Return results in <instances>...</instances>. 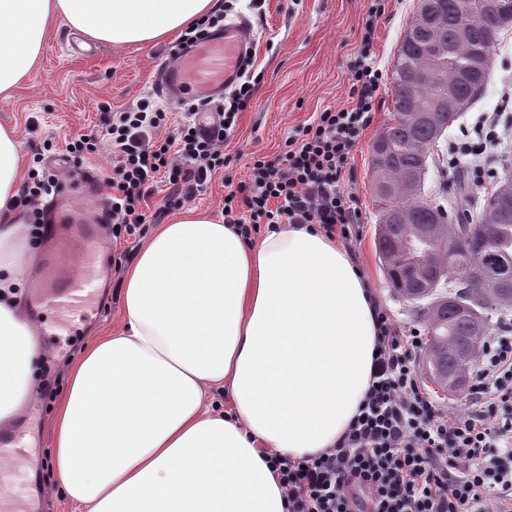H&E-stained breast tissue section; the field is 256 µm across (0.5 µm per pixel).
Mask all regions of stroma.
Listing matches in <instances>:
<instances>
[{"instance_id":"stroma-1","label":"stroma","mask_w":512,"mask_h":512,"mask_svg":"<svg viewBox=\"0 0 512 512\" xmlns=\"http://www.w3.org/2000/svg\"><path fill=\"white\" fill-rule=\"evenodd\" d=\"M383 14H376V6ZM418 0H219L215 16L234 21L249 18L254 26V46L248 69L258 82L247 108L239 112L236 128L224 146L233 156L229 167L220 168L205 192L191 200V207L221 215L224 181L247 179L251 156L275 157L288 136L298 134L314 113L342 106L350 100L352 72L358 61L361 35L374 23V58L384 78L377 94L373 121L364 131L344 169L343 184L358 203L362 236L355 245L356 263L377 298L392 313L401 329L422 328L415 304L398 296L388 284L375 250L380 210L370 184V145L391 116L392 83L389 78L394 56ZM181 48L180 38L152 47H116L94 42L58 23L46 42L36 72L14 97L0 103V125L13 131L21 150L23 170L51 174V160L66 157L72 173L68 190L81 191L82 176L112 173V151L101 143L96 154L67 156L71 139L101 132L106 111H121L154 93L158 70L172 65ZM485 103L468 108L441 137L432 150L424 191L442 204L456 193L458 173L448 169V147L473 128L485 112ZM121 274L113 272L101 290L100 318L80 326L78 318L55 317L50 335L44 336L47 363L56 376L47 397L25 405L10 424L14 433L35 437L39 443L28 463L18 471H31L34 493L47 512H71L68 503L49 490L50 408L66 385V368L87 338L116 328L122 316Z\"/></svg>"}]
</instances>
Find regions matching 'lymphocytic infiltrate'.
Returning <instances> with one entry per match:
<instances>
[{"instance_id":"f902f5d3","label":"lymphocytic infiltrate","mask_w":512,"mask_h":512,"mask_svg":"<svg viewBox=\"0 0 512 512\" xmlns=\"http://www.w3.org/2000/svg\"><path fill=\"white\" fill-rule=\"evenodd\" d=\"M373 28H366L352 74L351 103L324 109L300 136L288 137L275 158L251 157L246 180H226L222 213L245 241L279 224H312L344 246L359 241L357 202L343 169L373 120L382 73L373 58ZM253 92L235 87L220 130L202 135L196 122L173 134L160 130L166 114L151 97L105 121L112 148L113 237L142 233L145 211L159 179L174 191V206L203 191L220 166L235 119ZM500 115L487 112L450 151L448 166L475 158L469 182L483 188L502 151ZM377 343L368 392L336 445L293 459L271 456L286 512H512V320L488 337L468 379V399L448 411L422 390L416 356L423 339L402 335L383 304L375 306Z\"/></svg>"}]
</instances>
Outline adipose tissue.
<instances>
[{
    "mask_svg": "<svg viewBox=\"0 0 512 512\" xmlns=\"http://www.w3.org/2000/svg\"><path fill=\"white\" fill-rule=\"evenodd\" d=\"M216 0H0V101L66 22L114 46L160 43ZM20 145L0 127V423L35 400L46 357L19 316L29 227ZM375 295L310 224L248 244L195 208L155 227L122 274L123 317L67 367L51 416L56 490L80 512H286L267 459L333 447L369 388ZM228 396L216 401V392Z\"/></svg>",
    "mask_w": 512,
    "mask_h": 512,
    "instance_id": "1",
    "label": "adipose tissue"
}]
</instances>
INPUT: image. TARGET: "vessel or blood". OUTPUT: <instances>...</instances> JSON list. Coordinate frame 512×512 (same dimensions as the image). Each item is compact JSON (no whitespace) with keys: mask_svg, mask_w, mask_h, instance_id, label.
I'll list each match as a JSON object with an SVG mask.
<instances>
[{"mask_svg":"<svg viewBox=\"0 0 512 512\" xmlns=\"http://www.w3.org/2000/svg\"><path fill=\"white\" fill-rule=\"evenodd\" d=\"M253 37L247 21L225 24L162 70L157 93L170 101L186 95L214 100L237 81ZM83 185L81 196L60 193L46 205L43 257L25 289L26 311H83L95 302L100 280L112 270L99 237L100 225L111 223L112 215L99 210L102 192L97 176L87 175ZM12 482V474L0 472V512H36L11 493Z\"/></svg>","mask_w":512,"mask_h":512,"instance_id":"b4317fda","label":"vessel or blood"}]
</instances>
